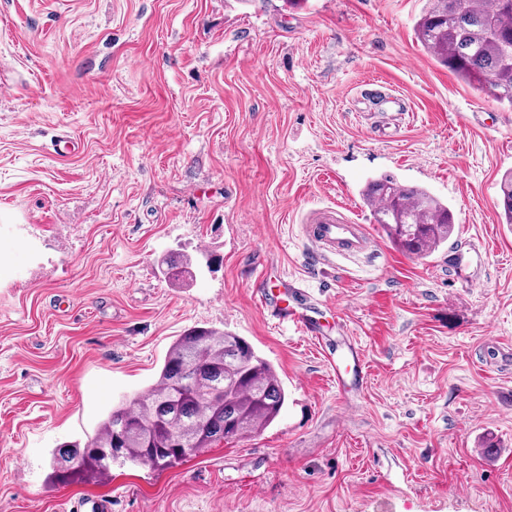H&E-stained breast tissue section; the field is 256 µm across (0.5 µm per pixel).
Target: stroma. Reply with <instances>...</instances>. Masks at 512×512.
I'll return each instance as SVG.
<instances>
[{"instance_id":"35a3bbf8","label":"stroma","mask_w":512,"mask_h":512,"mask_svg":"<svg viewBox=\"0 0 512 512\" xmlns=\"http://www.w3.org/2000/svg\"><path fill=\"white\" fill-rule=\"evenodd\" d=\"M425 7L0 0V512H512V368L495 358L512 350V110L426 53ZM384 174L448 203L453 245H485L474 286L451 247L390 243L362 200ZM325 206L373 244L313 267L300 220ZM164 259L199 270L171 282ZM280 273L345 324L364 387L261 309L256 283ZM193 327L275 366L280 416L169 469L54 482L58 449L145 392Z\"/></svg>"}]
</instances>
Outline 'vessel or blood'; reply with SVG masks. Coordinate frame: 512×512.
<instances>
[{
	"instance_id": "1",
	"label": "vessel or blood",
	"mask_w": 512,
	"mask_h": 512,
	"mask_svg": "<svg viewBox=\"0 0 512 512\" xmlns=\"http://www.w3.org/2000/svg\"><path fill=\"white\" fill-rule=\"evenodd\" d=\"M302 229L314 258L328 261L338 256H352L367 250L372 239L366 225L355 223L335 208L312 209L303 217ZM482 246L471 244L456 254L455 278L468 283L472 277L468 271L471 262L481 258ZM256 296L264 311L276 325L293 327L297 332L322 338V326L317 318L314 301L310 293L298 284L286 283L283 291L273 294L265 289H257ZM351 364L356 384H363L365 371L359 351L347 346L342 362L334 363L336 375H343L344 364Z\"/></svg>"
}]
</instances>
